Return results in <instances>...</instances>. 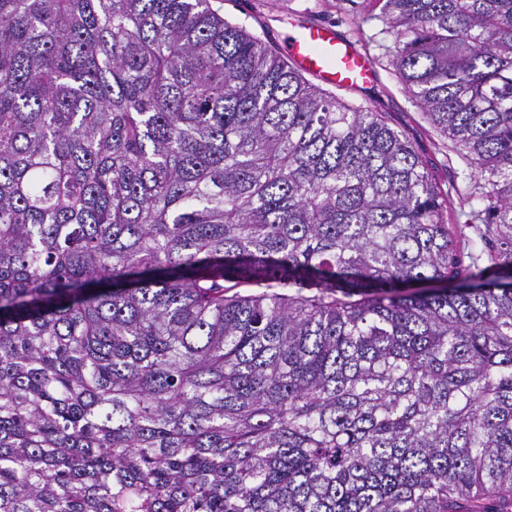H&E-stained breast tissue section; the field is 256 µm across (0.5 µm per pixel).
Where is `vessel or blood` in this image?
<instances>
[{"label": "vessel or blood", "mask_w": 512, "mask_h": 512, "mask_svg": "<svg viewBox=\"0 0 512 512\" xmlns=\"http://www.w3.org/2000/svg\"><path fill=\"white\" fill-rule=\"evenodd\" d=\"M282 51L302 73L338 89H357L375 80L370 57L327 24H292Z\"/></svg>", "instance_id": "vessel-or-blood-1"}]
</instances>
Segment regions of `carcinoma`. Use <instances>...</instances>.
<instances>
[{
    "label": "carcinoma",
    "mask_w": 512,
    "mask_h": 512,
    "mask_svg": "<svg viewBox=\"0 0 512 512\" xmlns=\"http://www.w3.org/2000/svg\"><path fill=\"white\" fill-rule=\"evenodd\" d=\"M382 17L462 223L211 0H0V512H512V0Z\"/></svg>",
    "instance_id": "carcinoma-1"
}]
</instances>
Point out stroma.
I'll return each mask as SVG.
<instances>
[{
  "instance_id": "stroma-1",
  "label": "stroma",
  "mask_w": 512,
  "mask_h": 512,
  "mask_svg": "<svg viewBox=\"0 0 512 512\" xmlns=\"http://www.w3.org/2000/svg\"><path fill=\"white\" fill-rule=\"evenodd\" d=\"M266 3L267 0H212L224 19L245 25L275 50L296 17L332 23L337 34L357 43L369 55L378 73L371 87L341 91V98L384 113L390 125L413 142L441 184L461 182L462 162L450 151L444 136L425 121L404 92L388 56L371 41L382 27L380 0H283L280 8L273 10Z\"/></svg>"
}]
</instances>
